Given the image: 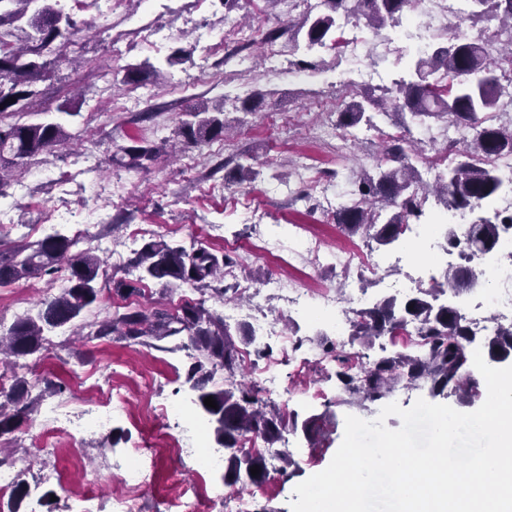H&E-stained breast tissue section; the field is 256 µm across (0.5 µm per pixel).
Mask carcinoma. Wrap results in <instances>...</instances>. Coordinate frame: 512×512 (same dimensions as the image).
I'll return each instance as SVG.
<instances>
[{
	"label": "carcinoma",
	"mask_w": 512,
	"mask_h": 512,
	"mask_svg": "<svg viewBox=\"0 0 512 512\" xmlns=\"http://www.w3.org/2000/svg\"><path fill=\"white\" fill-rule=\"evenodd\" d=\"M411 0H321L317 12L307 10L288 25L303 34L307 50L335 47L338 31L347 19L365 21L373 31L398 24ZM471 14L461 19L455 30L433 38L426 55L417 58L409 79H399L382 89V95L363 94L338 113L336 128L344 133L361 124L378 130L374 115L410 114L425 118L449 119L462 129L474 131L466 148L448 150V167L436 176L431 187L420 183L416 162H430L418 142L403 136L384 141L377 172L364 175L359 198L336 209V224L347 235L359 236L380 246L391 245L406 233L408 225L423 215L428 195L439 198L445 207L456 210L482 208L483 204L507 189L495 160L512 155V124L496 119L500 110L501 84L512 82V0H470ZM472 19L498 22L492 35L498 43L497 56L487 47L469 39L465 26ZM78 32L76 23L59 7V0H0V115L26 112L38 105L36 81L50 71L52 60L44 55L51 44L69 39ZM161 69L145 59L129 63L113 72L125 86L155 80ZM15 102H10V99ZM221 105H196L174 131V148L182 145L201 148L226 133ZM69 135L58 122L0 124V195L7 179L30 159L52 152L66 143ZM119 152L129 157V166L143 168L159 154L151 146L128 145ZM225 181L247 183L258 172L241 156ZM391 215H386L387 209ZM512 217L483 212L470 226L466 247L478 251L494 248ZM75 240L55 231L32 242L0 247V286L41 276H63L67 282L60 293L39 302L34 315L19 317L0 333V355L15 362L45 349L46 336L72 326L81 314L97 303L101 293L98 279L102 266L95 249L76 251ZM235 260L221 257L199 244L186 248L163 237H153L133 252L127 266L138 271V281H152L165 288L189 285L202 298L175 311L155 309L114 313L93 323L86 338L110 341L114 338L143 346L153 341L184 336L178 345L190 351L184 370V385L194 395V403L214 426L215 442L224 448V485L245 488L260 485L268 477L262 454L240 448L244 435L254 433L268 444L282 437L285 427L280 408L259 397L253 386L237 379L239 345L253 342V329L240 326L231 332L224 315L206 306V298L224 300L231 286L224 285V268ZM482 275L471 266L446 270L445 282L459 293L463 284ZM136 281V282H138ZM136 282L118 280L117 294L138 292ZM443 288H418L402 297H386L373 307L355 313L352 341L370 346L379 337L395 339L410 324L416 326L423 349L413 354L391 352L379 356L351 372L348 359L336 356V378L346 402L363 404L392 396L397 385H430L433 395L456 393L463 402L476 392L479 379L467 369L475 337L460 310L439 302ZM491 357L505 359L512 353V327H498L485 337ZM213 397L217 408L204 404ZM43 394L32 393L28 383L18 378L9 389L0 391V438L13 437L33 421ZM260 472L254 476L251 468Z\"/></svg>",
	"instance_id": "1"
}]
</instances>
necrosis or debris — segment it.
Returning a JSON list of instances; mask_svg holds the SVG:
<instances>
[{
	"instance_id": "necrosis-or-debris-1",
	"label": "necrosis or debris",
	"mask_w": 512,
	"mask_h": 512,
	"mask_svg": "<svg viewBox=\"0 0 512 512\" xmlns=\"http://www.w3.org/2000/svg\"><path fill=\"white\" fill-rule=\"evenodd\" d=\"M468 0H411L404 16L405 29L386 36L381 45L390 48L400 40H408L413 55L424 54L432 40L434 31H451L452 24L467 8ZM372 42L361 25L354 20L345 21L339 41L337 55L346 57L357 66L363 80L372 82L380 77L369 65L368 50ZM220 50L237 47L243 50L261 48L267 63H275L281 52L274 44L266 41L263 32L252 27L230 25L216 42ZM469 213L454 209L432 214L429 221L409 225L401 253L397 256L360 254L355 250L345 251V265L363 263L375 275H383L389 268L403 269L402 278L396 285L403 290H414L422 284L429 267L418 259L416 243H425L428 249H435V236L440 229L455 230L459 237H466L470 228ZM470 261L484 272L480 301L471 309L466 321L470 332L475 336L486 335L492 324L512 326V227L502 235L495 250L482 253L474 250ZM288 302L294 309L307 313L310 325L331 331L338 344L344 345L350 339L349 326L352 312L369 306V298L349 295L347 299L332 296L326 290H311L299 284L288 286ZM165 415L173 416L185 438V451L195 458L200 467L207 471L218 470L224 462V451L211 447L207 438L206 426L196 420L189 408L164 405ZM154 451L138 448L131 453L122 471L123 489L113 500L114 512H139L143 489L154 477ZM223 502L226 512H253V496L248 490H224L223 486L211 485L209 492H183L175 497L176 512H203L205 500Z\"/></svg>"
}]
</instances>
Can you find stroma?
Listing matches in <instances>:
<instances>
[{"label":"stroma","mask_w":512,"mask_h":512,"mask_svg":"<svg viewBox=\"0 0 512 512\" xmlns=\"http://www.w3.org/2000/svg\"><path fill=\"white\" fill-rule=\"evenodd\" d=\"M67 14L79 33L74 63H61L37 82L47 99L50 120L61 123L72 135L69 144L38 156L29 169L5 188L13 209L8 223H0V238L37 241L34 225H53L66 235L90 230L103 259L105 285L96 306L79 319L82 327L127 310L129 304L150 309L175 310L197 300L188 286L161 291L159 285L142 282L132 299L114 294L111 280L127 278L125 256L133 250V227L155 230L170 242L183 245L200 241L216 254L236 257L241 247L264 240L263 254L249 262L238 261L234 271L251 281L259 294L245 304L242 322L267 315L284 319L293 339L304 342L301 357L283 354L278 341H270L269 359L276 361L279 385L288 396V408L298 421L314 420L320 434L284 430L279 447L293 449V463L286 470L270 472L262 485L253 487L256 512H291L295 487L324 470L340 446L346 415L375 419L381 403L359 407L342 401L336 382V364L324 351V336L310 328L301 314H289L286 299L270 288L273 279L289 280L308 288L337 289L345 279L360 280L367 295L386 289L373 276L358 271L343 275L339 266L317 261L300 251L291 263L282 260L296 248L297 227L320 240L328 251L360 246V237L341 235L333 222L322 187L339 186L356 191L364 173L374 172L380 132L397 133L394 120H381L380 131L357 128L356 136L341 142L335 127L337 114L351 92L367 88L361 80L337 83L336 75L351 72L350 63L332 50L309 51L295 44L288 29V14L281 0H240L225 10L222 0H124L116 30L126 37L122 60L137 63L151 59L164 63L162 79L139 88L114 84L110 36L96 31L89 19V0H69ZM234 22L277 31L283 58L269 67L261 50H254L250 69L225 61L223 52L207 51V31ZM159 33L143 43L135 35L141 27ZM179 47L191 52L184 64L166 66L165 60ZM262 92L258 114L238 111L239 102ZM125 100L124 111L112 102ZM224 106V122L232 135L222 152L213 146L172 154L166 148L184 112L200 101ZM140 140L159 146L157 160L146 169H131L113 161L116 146ZM250 156L258 172L249 184H228L219 165L235 156ZM63 280L33 278L12 284L0 295V324L35 314L44 295L62 288ZM187 354L124 341H87L58 330L48 335L40 357L8 363L0 360V374L7 380L26 379L33 390L45 381L62 384L55 401L75 415L102 405L106 397L97 386L115 382L125 395V411L113 416L110 426L86 434L78 442L60 438L54 450L44 451L36 436L41 422H34L20 436V451L13 455L15 469L30 486L25 512H112V498L121 491L119 470L126 453L150 446L155 450L154 482L143 493L142 512H170L169 503L183 490L216 482V475L195 465L175 448L178 430L161 404L187 399L182 381ZM310 388L317 400L302 405L300 393ZM81 456H74V448ZM50 467L61 473V482L43 483L37 475Z\"/></svg>","instance_id":"stroma-1"}]
</instances>
